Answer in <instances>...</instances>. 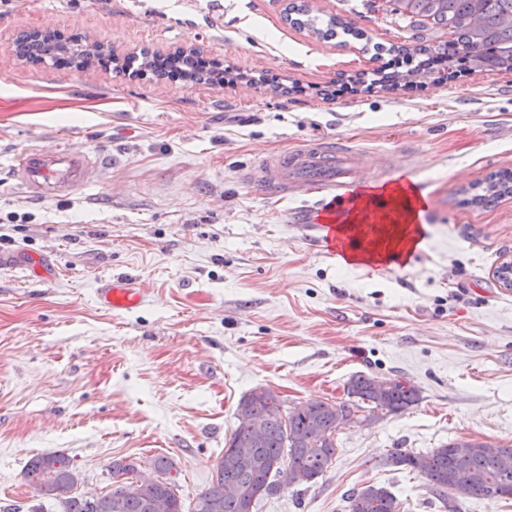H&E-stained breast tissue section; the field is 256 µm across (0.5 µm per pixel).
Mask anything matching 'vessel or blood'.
<instances>
[{"instance_id":"obj_1","label":"vessel or blood","mask_w":512,"mask_h":512,"mask_svg":"<svg viewBox=\"0 0 512 512\" xmlns=\"http://www.w3.org/2000/svg\"><path fill=\"white\" fill-rule=\"evenodd\" d=\"M111 168V161L95 151L34 147L12 166L10 177L30 196L64 199L90 182L104 180ZM366 171L372 179H384L389 177L391 166L384 160L371 161L347 140L311 138L288 152L269 156L243 179L277 194L324 193L328 203L323 219L332 223L337 212L351 211L356 205L361 175ZM143 299L137 280L126 275L113 276L95 291L96 304L111 312L134 309Z\"/></svg>"}]
</instances>
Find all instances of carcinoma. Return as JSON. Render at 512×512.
Listing matches in <instances>:
<instances>
[{
    "label": "carcinoma",
    "mask_w": 512,
    "mask_h": 512,
    "mask_svg": "<svg viewBox=\"0 0 512 512\" xmlns=\"http://www.w3.org/2000/svg\"><path fill=\"white\" fill-rule=\"evenodd\" d=\"M393 13L415 24L427 20L448 29L453 38L413 49L394 44L377 47L394 62L405 60L391 74L376 70L385 85L406 86L419 75L447 79L455 70L467 74L512 70V0H396ZM284 18L323 40L340 32L362 37L336 16L314 13L307 0L289 3ZM140 70L182 80L188 73L179 57L162 61L149 54L142 55ZM508 196H512V171L507 169L490 174L461 204L493 209ZM380 382L378 377L359 375L347 389L355 403L309 401L286 416L275 392L257 388L244 395L224 455L188 511L177 494L174 463L165 456L154 458L152 473L146 475L133 462L113 460L112 489L105 494L73 495L77 476L62 455L32 458L25 478L41 497L59 504L61 512H246L251 503L290 486L311 484L324 474L336 455L339 411L367 408L399 413L419 401V391L409 383L391 379L383 389ZM380 465L420 474L446 512H459L460 501L469 497L512 499V468H505L501 457L485 453L477 440L455 439L428 451L393 448ZM348 508L349 512H400V503L389 489L369 484L349 494Z\"/></svg>",
    "instance_id": "cac0c4a2"
}]
</instances>
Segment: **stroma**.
Instances as JSON below:
<instances>
[{
    "label": "stroma",
    "instance_id": "stroma-1",
    "mask_svg": "<svg viewBox=\"0 0 512 512\" xmlns=\"http://www.w3.org/2000/svg\"><path fill=\"white\" fill-rule=\"evenodd\" d=\"M288 0H11L0 7V512L43 505L24 477L69 457L80 494L109 490L113 459L171 457L185 501L208 484L239 399L283 407L347 401L360 375L420 392L398 414L357 412L333 463L256 512H345L377 483L402 512H444L425 479L381 466L394 447L455 438L512 443V197L462 205L464 189L512 170V71L369 81L375 45H412L385 0H311L363 39L324 41L283 19ZM54 27L140 48L195 46L246 81L224 86L20 63L5 35ZM402 160L425 192V246L404 263L343 267L291 224L297 196L243 172L313 137ZM72 143L118 162L66 200H35L8 167L33 145ZM117 274L146 290L114 315L94 292Z\"/></svg>",
    "mask_w": 512,
    "mask_h": 512
}]
</instances>
